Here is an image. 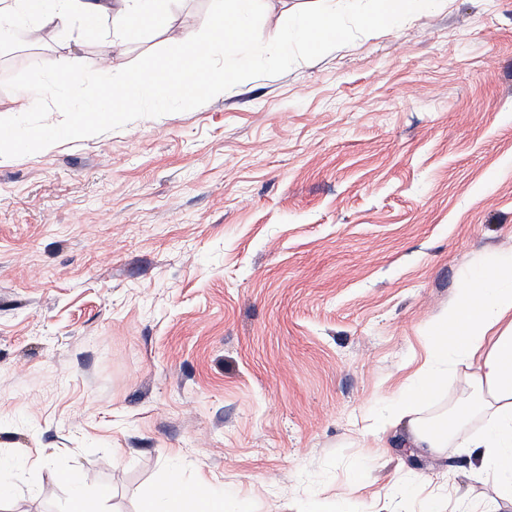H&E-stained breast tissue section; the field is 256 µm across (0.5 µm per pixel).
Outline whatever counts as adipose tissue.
I'll return each mask as SVG.
<instances>
[{
  "label": "adipose tissue",
  "mask_w": 512,
  "mask_h": 512,
  "mask_svg": "<svg viewBox=\"0 0 512 512\" xmlns=\"http://www.w3.org/2000/svg\"><path fill=\"white\" fill-rule=\"evenodd\" d=\"M260 0H225L224 11L206 32H171L177 49L189 51L203 64L199 78L206 93L223 94L230 83L247 80L252 69L247 61L231 58L222 74L208 68L215 46H237L244 38L246 19ZM317 11L295 18L276 39L280 51L299 42L323 51L343 36L336 17L335 0H319ZM434 0H381L372 14L362 16L366 27L391 29L412 15L427 13ZM30 10L34 24L29 36L44 28L65 30L74 16H81L87 30L97 19L112 22L116 36L134 33L135 25L156 19V0H15L14 8H0V21L10 22L14 13ZM428 352L418 381L402 386L391 398L377 423L367 430L373 441H382L391 428L404 424L416 447L436 452L448 445L478 449L480 468L492 479L500 499L512 502V251L482 267L469 288L427 332ZM466 365L467 398L444 412L438 424L423 420V406L438 392L452 366ZM480 419L482 430L471 435L468 424Z\"/></svg>",
  "instance_id": "obj_1"
}]
</instances>
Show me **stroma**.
Returning <instances> with one entry per match:
<instances>
[{
    "label": "stroma",
    "mask_w": 512,
    "mask_h": 512,
    "mask_svg": "<svg viewBox=\"0 0 512 512\" xmlns=\"http://www.w3.org/2000/svg\"><path fill=\"white\" fill-rule=\"evenodd\" d=\"M0 45V75L112 48V71L224 0ZM315 0H263L251 80L185 112L0 158V512H141L169 471L225 512H512L457 448L362 432L425 330L512 250V0H437L387 31L344 17L275 50ZM190 491L195 495L194 497L183 498L181 503L185 500L192 501L195 506V511L205 512H223L224 511V495L215 492L208 485H192ZM205 506L204 510H199L200 505Z\"/></svg>",
    "instance_id": "35a3bbf8"
}]
</instances>
